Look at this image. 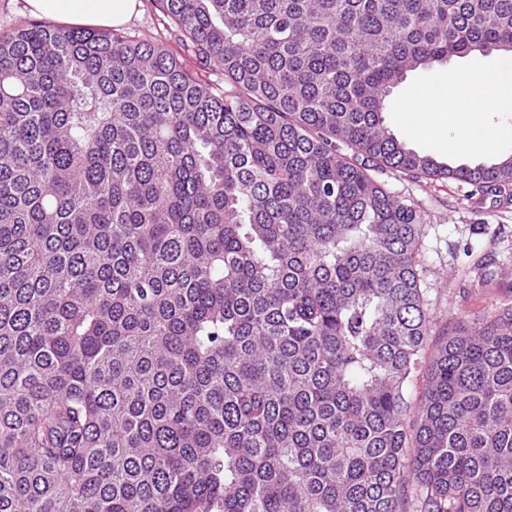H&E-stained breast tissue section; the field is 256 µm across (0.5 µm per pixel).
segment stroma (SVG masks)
Instances as JSON below:
<instances>
[{"instance_id": "obj_1", "label": "stroma", "mask_w": 512, "mask_h": 512, "mask_svg": "<svg viewBox=\"0 0 512 512\" xmlns=\"http://www.w3.org/2000/svg\"><path fill=\"white\" fill-rule=\"evenodd\" d=\"M121 31L169 51L204 82L223 88V70L216 65H198L184 48L177 27L158 10L154 0H143L139 13ZM505 68L512 69V57L475 52L430 71L413 72L395 90V106L386 113L385 123L408 148L451 165L497 163L511 156L512 150L457 153L440 149L415 136L400 115L407 112L418 88L437 86L440 78ZM379 178L396 195L415 204L428 226L420 252L432 309L428 345H435L480 314L512 306V200L493 195L476 199L470 195V185L448 179L412 182L392 171L381 172Z\"/></svg>"}]
</instances>
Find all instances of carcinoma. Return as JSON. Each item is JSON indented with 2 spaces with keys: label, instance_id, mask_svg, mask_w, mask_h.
I'll return each mask as SVG.
<instances>
[{
  "label": "carcinoma",
  "instance_id": "1",
  "mask_svg": "<svg viewBox=\"0 0 512 512\" xmlns=\"http://www.w3.org/2000/svg\"><path fill=\"white\" fill-rule=\"evenodd\" d=\"M157 2L230 89L0 35V512H512V307L424 363L426 224L376 177L512 197L383 118L512 0Z\"/></svg>",
  "mask_w": 512,
  "mask_h": 512
}]
</instances>
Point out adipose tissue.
<instances>
[{
    "label": "adipose tissue",
    "instance_id": "obj_1",
    "mask_svg": "<svg viewBox=\"0 0 512 512\" xmlns=\"http://www.w3.org/2000/svg\"><path fill=\"white\" fill-rule=\"evenodd\" d=\"M29 13L48 21L117 28L139 9L140 0H25ZM512 110V74L498 77L471 74L449 80L432 93L419 95L409 108L418 113L417 137L434 143L448 141L459 152L498 150L512 145V124L492 125L483 119L488 105Z\"/></svg>",
    "mask_w": 512,
    "mask_h": 512
}]
</instances>
